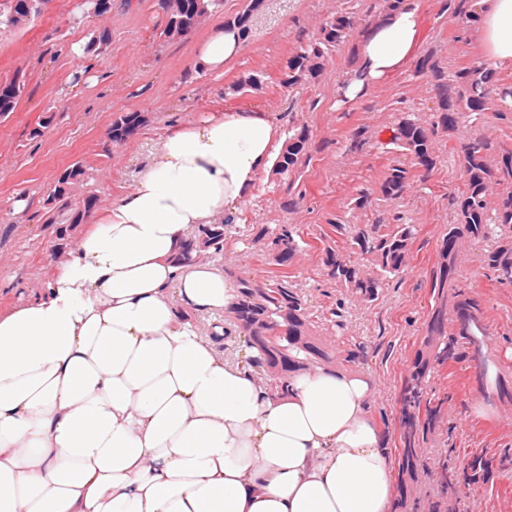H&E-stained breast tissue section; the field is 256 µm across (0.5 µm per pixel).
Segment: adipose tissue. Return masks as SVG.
<instances>
[{"label": "adipose tissue", "mask_w": 512, "mask_h": 512, "mask_svg": "<svg viewBox=\"0 0 512 512\" xmlns=\"http://www.w3.org/2000/svg\"><path fill=\"white\" fill-rule=\"evenodd\" d=\"M480 5L481 54L512 69V0ZM418 34L408 4L370 27L344 98L404 69ZM243 49L226 25L195 65L220 75ZM283 145L263 112L165 135L35 298L0 310V512H389L373 380L318 367L272 394L195 326L234 303L236 283L172 261L251 201Z\"/></svg>", "instance_id": "obj_1"}]
</instances>
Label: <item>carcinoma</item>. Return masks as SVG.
<instances>
[{"label":"carcinoma","mask_w":512,"mask_h":512,"mask_svg":"<svg viewBox=\"0 0 512 512\" xmlns=\"http://www.w3.org/2000/svg\"><path fill=\"white\" fill-rule=\"evenodd\" d=\"M45 0H3L0 25L19 26L41 13ZM167 22L161 32L167 40L183 39L194 29L196 18L216 11L223 0H160ZM262 0H249L244 11L231 23L246 34L252 13ZM356 23L351 12H336L316 36L296 48L288 58V82L298 84L317 78L338 46L344 43ZM25 84L13 79L0 84V117L15 111ZM441 111L425 123L413 113L399 119L391 144L412 165L428 172L437 164L435 139L438 132L456 133L464 119L480 116L496 99L512 98V84L501 82L495 70L474 62L458 70L452 82L438 85ZM144 124L138 112H126L113 119L109 135L123 143L137 134ZM309 130L303 124L288 129V139L271 169L273 181L289 186L310 160ZM464 188L458 195L456 221L442 237L436 261L429 276L430 307L400 400V436L397 462L401 512H464L459 488L483 484L493 477L494 462L484 455L471 456L460 467L452 461L442 464L432 476L426 450L435 447L444 421L443 402L435 401L427 390L436 368L460 357L459 339L468 335L453 330L459 320L477 322L483 314L480 303L471 298L460 279V262L473 245L485 247V261L494 279L512 285V147L494 148L486 138L457 141ZM84 175L81 165L64 170L56 179L52 200L66 215V223L78 225L94 212L96 196L71 207V186ZM412 170L401 160L389 165L375 189L358 192L351 209L365 210L372 201L395 202L410 186ZM345 224L336 220L334 228L346 236L344 245L326 237L320 239L319 254L324 275L346 299L368 305L379 298L387 282L408 269L411 244L417 225ZM231 236V225L204 224L181 243L174 260L190 264L209 256L222 259ZM247 237L260 246L267 263L278 267L263 281L251 278L233 267L224 272L235 276L238 299L224 312V322L245 334L249 354L243 367L254 369L277 394L288 393L291 374L314 366L336 365L341 356L323 329L316 325L307 300L298 284L288 275V267L305 251L304 240L292 225L253 224Z\"/></svg>","instance_id":"cac0c4a2"}]
</instances>
